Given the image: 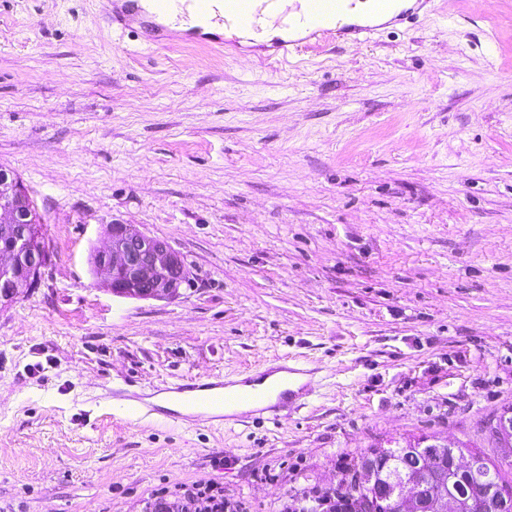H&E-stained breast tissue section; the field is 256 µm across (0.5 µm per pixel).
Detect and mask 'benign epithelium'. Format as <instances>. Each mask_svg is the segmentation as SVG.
Listing matches in <instances>:
<instances>
[{"instance_id": "benign-epithelium-1", "label": "benign epithelium", "mask_w": 512, "mask_h": 512, "mask_svg": "<svg viewBox=\"0 0 512 512\" xmlns=\"http://www.w3.org/2000/svg\"><path fill=\"white\" fill-rule=\"evenodd\" d=\"M107 246L96 252V272L112 294L127 298H175L189 281L180 253L166 241L150 237L132 224L106 226ZM42 216L27 189L14 173L0 166V308L8 307L23 288L34 287L48 264ZM404 472L386 481L369 463L336 483V495L347 512H494L495 505L479 496L466 502L431 489V464L451 456L452 468L474 471L476 457L448 449V441L433 439L424 447L407 450Z\"/></svg>"}]
</instances>
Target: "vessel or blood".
Segmentation results:
<instances>
[{"instance_id":"b4317fda","label":"vessel or blood","mask_w":512,"mask_h":512,"mask_svg":"<svg viewBox=\"0 0 512 512\" xmlns=\"http://www.w3.org/2000/svg\"><path fill=\"white\" fill-rule=\"evenodd\" d=\"M156 14L170 15L193 6L195 25L187 30V37L198 43L213 41L214 33L208 27L212 23H224L232 19L237 25L253 28L260 16L254 7V0H153ZM346 0H305V8L300 21L311 29L314 37L330 43L340 35L341 29L336 20L345 7ZM285 390L277 400L266 403L267 393L262 389H253L245 393L231 391L223 374L216 373L204 378H186L175 382H166L153 386L150 392H135L124 386L115 385L106 388L105 400L115 402L128 411L133 419L155 416L172 422H220L237 424L248 419V412L242 411L244 403L258 404L259 414L267 415L269 420L277 422L285 417L289 409L300 406L301 399L311 395L309 385L293 389L292 384L304 371L295 365L285 366ZM165 395L168 404L160 406L153 401L154 396Z\"/></svg>"}]
</instances>
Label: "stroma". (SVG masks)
Segmentation results:
<instances>
[{
  "mask_svg": "<svg viewBox=\"0 0 512 512\" xmlns=\"http://www.w3.org/2000/svg\"><path fill=\"white\" fill-rule=\"evenodd\" d=\"M110 10L0 0V166L51 253L0 310V512H142L198 480L286 512L423 437L512 465L488 435L512 408V0H434L284 61L149 45ZM112 222L166 240L193 286L112 295L91 263ZM284 354L315 393L277 425L102 397Z\"/></svg>",
  "mask_w": 512,
  "mask_h": 512,
  "instance_id": "stroma-1",
  "label": "stroma"
}]
</instances>
